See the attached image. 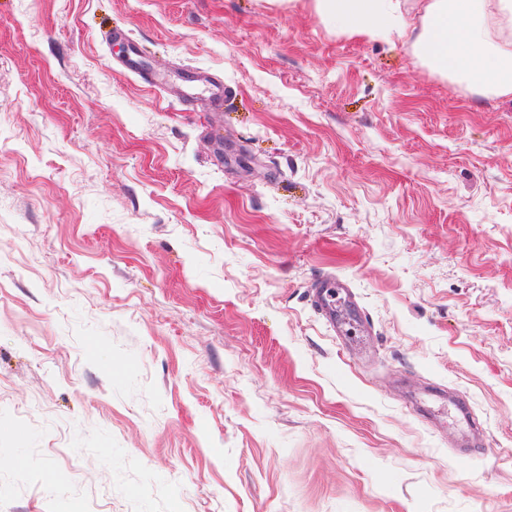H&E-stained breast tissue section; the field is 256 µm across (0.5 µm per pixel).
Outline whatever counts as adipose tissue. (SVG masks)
Masks as SVG:
<instances>
[{
	"label": "adipose tissue",
	"instance_id": "1",
	"mask_svg": "<svg viewBox=\"0 0 512 512\" xmlns=\"http://www.w3.org/2000/svg\"><path fill=\"white\" fill-rule=\"evenodd\" d=\"M320 18L337 31L373 40L405 35L409 22L398 17L400 0H313ZM512 29V0H425L415 44L436 70L481 91L512 94V50L492 45L486 16Z\"/></svg>",
	"mask_w": 512,
	"mask_h": 512
}]
</instances>
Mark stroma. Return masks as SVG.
Instances as JSON below:
<instances>
[{"mask_svg":"<svg viewBox=\"0 0 512 512\" xmlns=\"http://www.w3.org/2000/svg\"><path fill=\"white\" fill-rule=\"evenodd\" d=\"M0 512H512V95L312 0H0ZM336 294H339V288L334 281L323 280L315 288V302L318 305L321 314L333 326L342 332V324L338 323L336 315Z\"/></svg>","mask_w":512,"mask_h":512,"instance_id":"obj_1","label":"stroma"}]
</instances>
